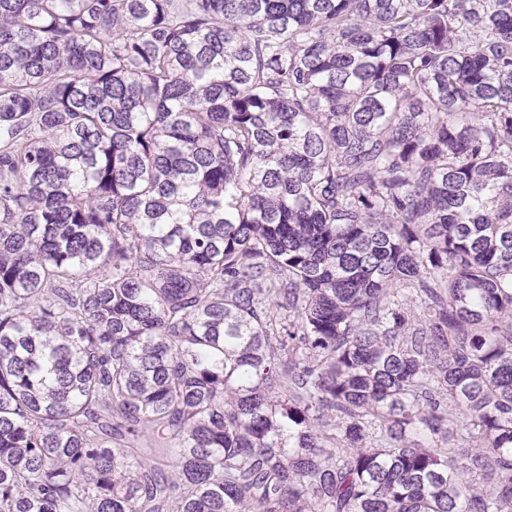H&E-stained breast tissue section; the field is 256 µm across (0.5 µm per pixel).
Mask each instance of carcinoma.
<instances>
[{
  "label": "carcinoma",
  "instance_id": "cac0c4a2",
  "mask_svg": "<svg viewBox=\"0 0 512 512\" xmlns=\"http://www.w3.org/2000/svg\"><path fill=\"white\" fill-rule=\"evenodd\" d=\"M0 512H512V0H0Z\"/></svg>",
  "mask_w": 512,
  "mask_h": 512
}]
</instances>
